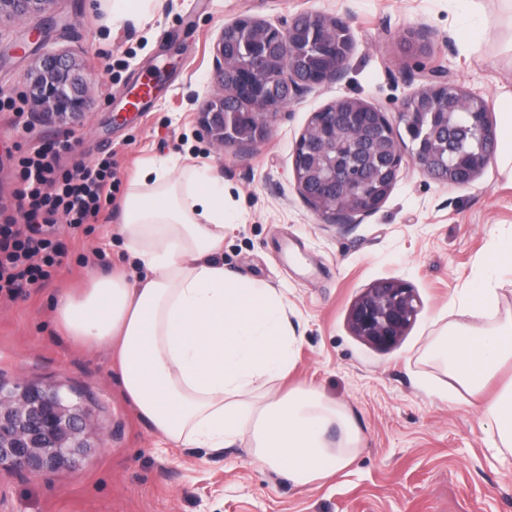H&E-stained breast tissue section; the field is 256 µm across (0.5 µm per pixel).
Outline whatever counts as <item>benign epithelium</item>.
<instances>
[{
  "label": "benign epithelium",
  "instance_id": "7a95c632",
  "mask_svg": "<svg viewBox=\"0 0 512 512\" xmlns=\"http://www.w3.org/2000/svg\"><path fill=\"white\" fill-rule=\"evenodd\" d=\"M57 0H0V20L38 17L52 12ZM345 32L336 43L334 33ZM261 32L259 47L245 66L239 63L241 42L253 31ZM355 46L347 21L317 11L300 13L274 25L249 15L227 23L213 46L215 76L231 87L232 94L205 98L198 123L210 144L253 147L270 135L272 123L291 100L314 87L340 79ZM426 85L411 94L401 112L391 117L367 103L359 112H339L346 98H338L312 113L293 148V174L305 202L317 213L348 220L379 209L365 186L364 146L348 142L346 161L336 162V131L350 123L361 127L378 124L390 132L402 124L412 143V160L423 174L456 188H467L493 159L496 135L489 119L490 105L479 92L432 69L421 74ZM90 83L82 67L63 50L46 48L29 74L25 92L30 111L46 120L72 127L89 106ZM441 95L457 100L463 119L456 127L471 132L477 150L465 162L448 157L435 164L438 135L448 136V113L431 112ZM391 168L396 184L403 160V145L392 137ZM347 198L336 210V195ZM420 301L413 288L398 278L376 283L352 305L348 323L354 335L369 345L394 347L414 322ZM92 407L60 384L5 387L0 383V469L34 477L75 468L98 440Z\"/></svg>",
  "mask_w": 512,
  "mask_h": 512
}]
</instances>
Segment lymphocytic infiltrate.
Returning <instances> with one entry per match:
<instances>
[{
	"instance_id": "obj_1",
	"label": "lymphocytic infiltrate",
	"mask_w": 512,
	"mask_h": 512,
	"mask_svg": "<svg viewBox=\"0 0 512 512\" xmlns=\"http://www.w3.org/2000/svg\"><path fill=\"white\" fill-rule=\"evenodd\" d=\"M78 143L71 130L20 158L14 197L21 220L0 224V293L18 297L52 280L65 255L54 238L58 220L75 231L98 223L103 201L112 200L117 182L111 159L61 167L62 156Z\"/></svg>"
}]
</instances>
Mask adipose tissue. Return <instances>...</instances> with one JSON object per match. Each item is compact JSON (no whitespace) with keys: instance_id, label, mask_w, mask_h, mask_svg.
I'll use <instances>...</instances> for the list:
<instances>
[{"instance_id":"ef3b65f1","label":"adipose tissue","mask_w":512,"mask_h":512,"mask_svg":"<svg viewBox=\"0 0 512 512\" xmlns=\"http://www.w3.org/2000/svg\"><path fill=\"white\" fill-rule=\"evenodd\" d=\"M224 179L214 170L173 172L148 164L128 190L120 232L146 274L93 278L57 303L70 336L112 350L121 391L163 442L228 448L304 488L352 462L360 429L343 406L311 389L267 390L285 376L296 341L276 289L224 273ZM512 268V243L497 253L486 285L459 300L434 355L495 427L512 453V384L487 385L512 362V311L499 315L493 275Z\"/></svg>"}]
</instances>
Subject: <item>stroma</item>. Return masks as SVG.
<instances>
[{"mask_svg": "<svg viewBox=\"0 0 512 512\" xmlns=\"http://www.w3.org/2000/svg\"><path fill=\"white\" fill-rule=\"evenodd\" d=\"M304 11L348 20L355 39L344 75L285 106L267 141L216 152L200 133L204 96L221 97L213 44L225 23H270ZM42 32L32 43V28ZM428 33L429 53L408 57L407 31ZM71 52L91 78L92 103L75 132V158L113 154L119 186L109 220L74 232L56 276L29 295H0V380L59 383L92 404L100 443L74 470L32 477L0 470V512H512V455L490 448L491 424L432 355L437 332L458 320V300L478 286L501 244L512 241V179L490 164L467 188L422 174L404 158L389 198L344 224L315 213L292 176L293 147L313 112L353 96L399 112L443 67L489 104L512 91V0H157L138 16L110 20L101 0H58L38 19L0 21V92L22 100L40 45ZM161 78H154L155 69ZM153 82L140 111L126 103ZM29 130L0 118V207L15 213L16 160L32 143L61 136L30 115ZM156 158L207 167L224 178V268L278 288L296 342L279 393L304 385L346 406L362 434L352 463L301 489L257 464L245 448L162 444L121 394L108 349L67 338L55 304L116 269L140 272L118 234L132 178ZM395 277L420 311L391 350L355 336L354 302Z\"/></svg>", "mask_w": 512, "mask_h": 512, "instance_id": "stroma-1", "label": "stroma"}]
</instances>
